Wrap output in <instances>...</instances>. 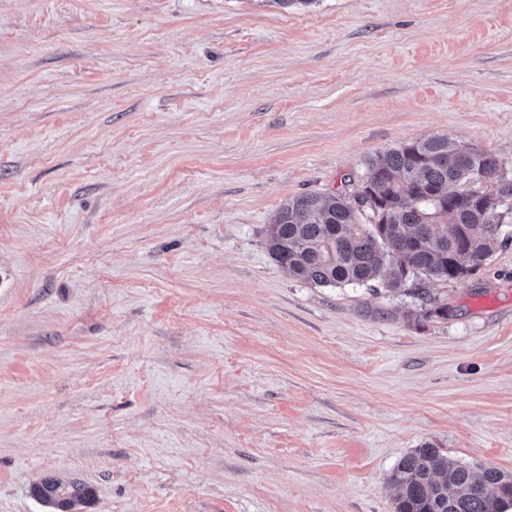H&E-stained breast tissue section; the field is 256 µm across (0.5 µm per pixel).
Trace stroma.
I'll use <instances>...</instances> for the list:
<instances>
[{"mask_svg": "<svg viewBox=\"0 0 512 512\" xmlns=\"http://www.w3.org/2000/svg\"><path fill=\"white\" fill-rule=\"evenodd\" d=\"M439 135L512 169V0H0V512H394L512 474V222L412 297L293 277L282 204ZM406 293L418 297L421 302L418 313L424 319L434 316L445 320L452 312L445 297L440 298L438 294H434L426 288H411L410 291L407 289ZM395 512H498L512 500V475L495 469L480 472L448 461L430 444L415 448L394 468ZM38 499L52 512H71L77 505L85 503L93 491L84 484L73 481L64 483L56 478H47L36 488Z\"/></svg>", "mask_w": 512, "mask_h": 512, "instance_id": "stroma-1", "label": "stroma"}]
</instances>
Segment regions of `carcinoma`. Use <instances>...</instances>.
Instances as JSON below:
<instances>
[{
	"mask_svg": "<svg viewBox=\"0 0 512 512\" xmlns=\"http://www.w3.org/2000/svg\"><path fill=\"white\" fill-rule=\"evenodd\" d=\"M366 176L338 194L303 193L268 226L272 258L315 286L389 291L422 279L460 281L480 269L512 214V177L492 154L444 136L402 144L365 161ZM419 316L448 319V301L425 288ZM395 512H498L512 500V475L453 463L430 444L394 468ZM52 512H72L93 491L47 478L36 488Z\"/></svg>",
	"mask_w": 512,
	"mask_h": 512,
	"instance_id": "carcinoma-1",
	"label": "carcinoma"
}]
</instances>
